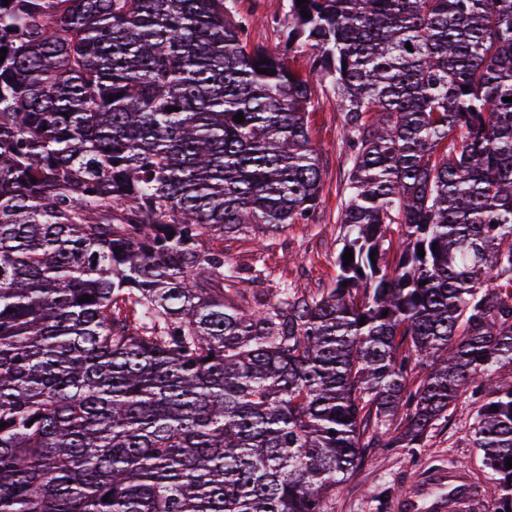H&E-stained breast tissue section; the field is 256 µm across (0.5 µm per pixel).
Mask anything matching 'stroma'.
<instances>
[{"instance_id": "35a3bbf8", "label": "stroma", "mask_w": 512, "mask_h": 512, "mask_svg": "<svg viewBox=\"0 0 512 512\" xmlns=\"http://www.w3.org/2000/svg\"><path fill=\"white\" fill-rule=\"evenodd\" d=\"M234 10L249 23L250 43L270 50L283 48L288 0H235ZM315 96L319 107L310 115L309 128L324 175L312 220L289 225L274 235L255 229L212 243L226 262L257 275L254 288L270 302L282 285L308 293L330 287L336 278L346 156L335 96L320 89ZM473 415L471 400L463 399L429 430L423 447L370 449L363 467L337 487L327 503L328 512H377L381 496L387 499V512H441L439 504L448 498L452 468L464 471L478 491L479 512H491L497 483L481 449L470 439Z\"/></svg>"}]
</instances>
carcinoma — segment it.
Masks as SVG:
<instances>
[{"label": "carcinoma", "mask_w": 512, "mask_h": 512, "mask_svg": "<svg viewBox=\"0 0 512 512\" xmlns=\"http://www.w3.org/2000/svg\"><path fill=\"white\" fill-rule=\"evenodd\" d=\"M232 2L0 0V512H326L465 394L512 512V0ZM313 82L336 280L266 304L209 241L316 211ZM233 5L237 15L250 23V44L283 48L288 0H236Z\"/></svg>", "instance_id": "1"}]
</instances>
